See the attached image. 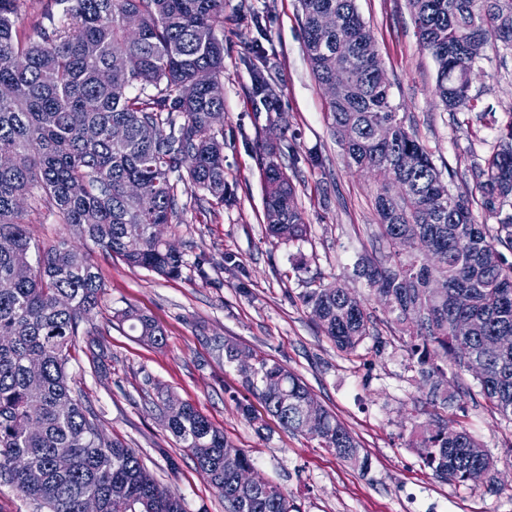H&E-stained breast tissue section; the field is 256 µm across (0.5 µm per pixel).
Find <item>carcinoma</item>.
<instances>
[{"label":"carcinoma","instance_id":"carcinoma-1","mask_svg":"<svg viewBox=\"0 0 512 512\" xmlns=\"http://www.w3.org/2000/svg\"><path fill=\"white\" fill-rule=\"evenodd\" d=\"M44 6L38 40L17 34L21 0H0V475L47 512H81L86 495L103 512H185L179 498L160 488L135 449L102 436L96 414L74 393L70 348L91 320L102 291L87 250L61 238L41 249L32 242L18 200L29 196L53 208L83 241L132 267L164 278L179 275L183 253L166 248L159 228L178 220L177 189L186 182L203 191L197 201L224 204V0H54ZM304 51L320 86L342 76L329 99L331 131L350 163L370 170L378 189L375 210L391 251L387 263L364 269L385 285L396 320L411 336L423 385L448 401L441 363L460 368L476 358L479 393L512 423V348L494 344L512 336V114L498 129L489 155L475 159L471 175L485 220L469 198L443 180L429 151L408 131L391 103L390 84L356 0H300ZM420 43L437 65L435 93L451 113L473 112L478 96L470 76L480 67L471 42L495 41L512 51V0H408ZM336 26L326 31L320 17ZM136 18L140 37L126 23ZM255 87L266 103L276 90L262 72ZM96 130L86 139L82 130ZM120 127L124 137L116 139ZM266 234L301 240L308 232L286 169L268 152L263 166ZM493 223H488V220ZM37 253L31 263V253ZM324 335L353 351L370 335V320L348 288L330 283L302 297ZM120 323L154 345L163 331L132 307ZM472 332L458 339L453 327ZM227 361L254 359L242 371L266 411L290 431L304 433L342 460L361 467L359 444L336 416L317 404L302 410L310 390L280 364L236 345ZM41 359L37 385L27 362ZM157 390L156 407L179 447L186 449L224 498V512H296L293 499L255 475L243 489L242 469H254L236 447L189 403L171 409ZM424 464L436 477L457 483L491 477L493 457L465 428L445 421L412 434ZM59 453L72 467L54 469ZM43 472L33 483L28 469Z\"/></svg>","mask_w":512,"mask_h":512}]
</instances>
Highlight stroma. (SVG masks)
<instances>
[{
    "label": "stroma",
    "instance_id": "obj_1",
    "mask_svg": "<svg viewBox=\"0 0 512 512\" xmlns=\"http://www.w3.org/2000/svg\"><path fill=\"white\" fill-rule=\"evenodd\" d=\"M370 27L400 117L432 154L452 192L480 202L469 174L495 129L512 117V53L486 45L472 77L489 115L447 112L435 94L437 66L423 49L407 0H356ZM270 66L279 111L254 93L252 70ZM224 182L220 205H197L179 186V223L162 236L183 253L179 277L127 266L99 248L91 259L104 285L90 323L70 351L74 387L98 416L105 438L135 448L186 512H224V501L179 448L153 403L157 387L190 403L251 456L258 474L288 491L299 512H512V425L475 391L468 371L445 364L447 405L422 387L410 338L374 284L359 273L382 258L372 174L350 166L332 134L328 97L306 59L299 0H224ZM274 148L297 190L309 226L305 239L267 237L262 161ZM33 240L48 246L68 230L54 210L26 202ZM340 282L361 301L371 334L340 351L318 328L302 297ZM149 315L163 345L143 342L113 313ZM107 352L93 367L88 345ZM250 349L287 367L315 400L336 414L361 445L365 467L343 462L307 435L282 428L245 384L225 345ZM250 403L247 420L239 403ZM436 418L467 428L492 455V482L440 480L409 445L416 426Z\"/></svg>",
    "mask_w": 512,
    "mask_h": 512
}]
</instances>
